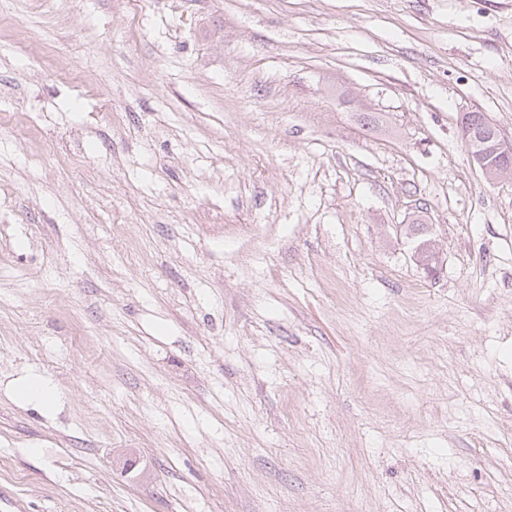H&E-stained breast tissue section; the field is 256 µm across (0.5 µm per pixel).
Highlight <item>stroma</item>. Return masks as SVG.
<instances>
[{"label": "stroma", "mask_w": 512, "mask_h": 512, "mask_svg": "<svg viewBox=\"0 0 512 512\" xmlns=\"http://www.w3.org/2000/svg\"><path fill=\"white\" fill-rule=\"evenodd\" d=\"M1 12L0 512H512V0ZM461 120L462 124L471 126L483 141L489 140L494 133L499 131L495 124L481 112H465Z\"/></svg>", "instance_id": "obj_1"}]
</instances>
